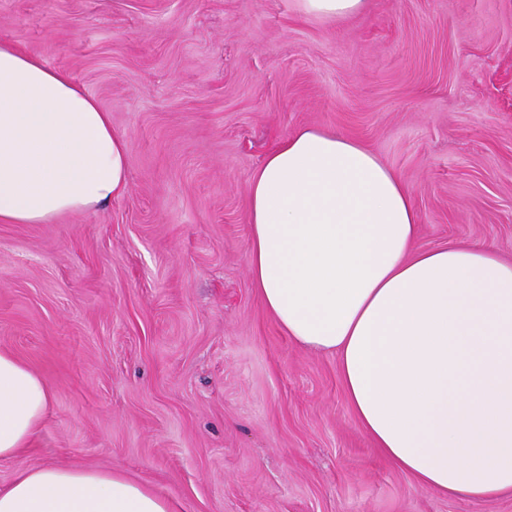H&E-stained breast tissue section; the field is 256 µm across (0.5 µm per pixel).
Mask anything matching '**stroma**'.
<instances>
[{"label":"stroma","instance_id":"obj_1","mask_svg":"<svg viewBox=\"0 0 512 512\" xmlns=\"http://www.w3.org/2000/svg\"><path fill=\"white\" fill-rule=\"evenodd\" d=\"M0 41L68 73L130 189L0 224V350L51 389L18 467L118 469L180 512H512L421 486L359 426L335 355L249 272L248 184L282 137L358 139L411 188L416 248L512 259V0H0ZM366 0H294L300 14L325 21H339L358 14Z\"/></svg>","mask_w":512,"mask_h":512}]
</instances>
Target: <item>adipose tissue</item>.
I'll return each mask as SVG.
<instances>
[{
	"label": "adipose tissue",
	"mask_w": 512,
	"mask_h": 512,
	"mask_svg": "<svg viewBox=\"0 0 512 512\" xmlns=\"http://www.w3.org/2000/svg\"><path fill=\"white\" fill-rule=\"evenodd\" d=\"M128 142L67 73L0 42V223L47 224L129 189ZM256 294L294 342L334 353L349 406L422 486L512 493V261L489 244L418 249L409 187L360 141L304 128L248 185ZM51 398L0 351V461ZM0 512H174L118 470L22 467Z\"/></svg>",
	"instance_id": "obj_1"
}]
</instances>
